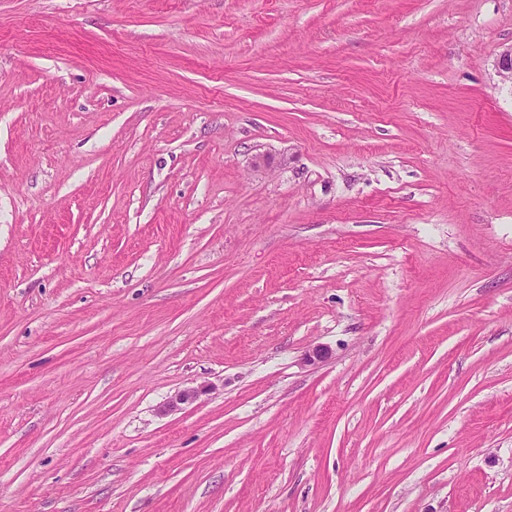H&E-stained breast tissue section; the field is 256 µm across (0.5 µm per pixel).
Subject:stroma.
Here are the masks:
<instances>
[{
	"mask_svg": "<svg viewBox=\"0 0 512 512\" xmlns=\"http://www.w3.org/2000/svg\"><path fill=\"white\" fill-rule=\"evenodd\" d=\"M509 46L512 0H0V512H512ZM204 387H188L178 390L170 395L167 400L160 405L159 412L162 415L174 414L183 409L186 404L195 401L200 395L204 394Z\"/></svg>",
	"mask_w": 512,
	"mask_h": 512,
	"instance_id": "1",
	"label": "stroma"
}]
</instances>
